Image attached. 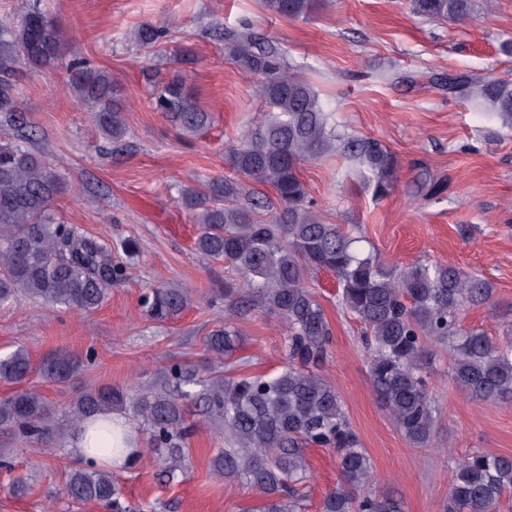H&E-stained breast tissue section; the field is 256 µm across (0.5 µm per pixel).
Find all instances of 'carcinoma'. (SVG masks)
Returning a JSON list of instances; mask_svg holds the SVG:
<instances>
[{
  "instance_id": "1",
  "label": "carcinoma",
  "mask_w": 512,
  "mask_h": 512,
  "mask_svg": "<svg viewBox=\"0 0 512 512\" xmlns=\"http://www.w3.org/2000/svg\"><path fill=\"white\" fill-rule=\"evenodd\" d=\"M270 14L298 20L311 16L319 0H261ZM414 14L435 21L470 22V0H410ZM167 28L147 24L138 42L151 47ZM224 52L244 72L259 78V120L230 145L225 162L233 172L209 180L206 191L191 192L185 203L197 210L198 253L228 264L240 277L224 282V302L240 310L258 308L285 327L290 362L274 376L224 374V361L239 347L238 332L212 330L204 338L206 379L200 393L183 390L196 383V371L179 364L168 370L171 384L136 390L98 386L83 390L57 410L35 388L0 398V432L18 433L44 449L54 448L65 426L93 415L132 408L149 428L148 450L160 456L171 478L184 469L185 449L194 427L183 408L194 398L211 421L224 424L227 447L211 460L214 474L237 479L258 495L242 512H299L311 472L306 450L332 448L339 481L322 503V512H401L399 502L365 490L373 482L370 458L349 425L341 398L318 373L330 342L325 311L308 286L322 270L336 276L341 305L364 327L369 375L374 390L402 435L416 447L428 446L436 408L423 376L430 343L448 345L451 379L476 401L512 403V338L494 342L473 328L458 329L460 311L488 304L494 285L447 264H412L390 269L375 253L361 254L355 240L336 224L323 222L299 175L301 164L339 155L350 172L364 178L376 199L397 183L398 160L374 138L346 135L306 78L284 71L279 53L250 34L224 33ZM63 57V38L54 19L37 7L0 19V112L19 111L20 92L12 81L16 65L40 67ZM69 85L98 133L114 142L127 135L120 87L112 74L70 67ZM448 90L502 127L512 130V80L448 77ZM152 105L184 137L212 124L211 113L196 101L179 74L157 85ZM269 185L273 196L256 189ZM65 183L55 166L17 141L0 142V306L26 300L84 312L96 310L112 285L126 276L112 259L120 250L134 255L132 239L117 245L62 224L53 211ZM191 301L188 291L159 287L142 307L155 319L177 317ZM95 360L64 350L41 366L43 377L65 385ZM32 370L28 352L18 347L0 355V380L19 383ZM100 443L119 446L128 437L119 423L97 428ZM64 490L79 502H95L109 512H136L112 474L76 466ZM512 493V456L475 454L456 461L448 489V512H500Z\"/></svg>"
}]
</instances>
